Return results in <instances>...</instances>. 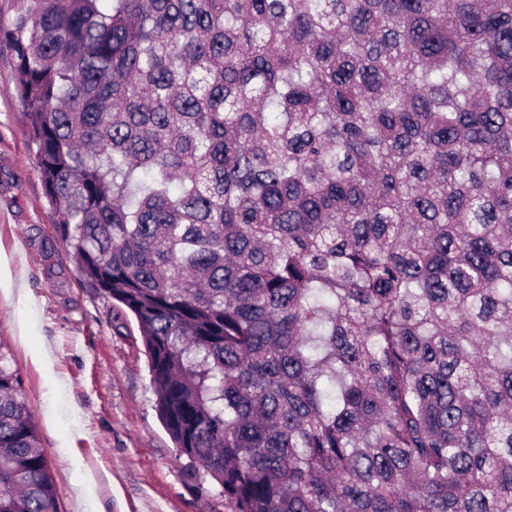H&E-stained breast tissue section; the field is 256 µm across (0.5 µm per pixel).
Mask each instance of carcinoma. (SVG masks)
Returning <instances> with one entry per match:
<instances>
[{
	"mask_svg": "<svg viewBox=\"0 0 512 512\" xmlns=\"http://www.w3.org/2000/svg\"><path fill=\"white\" fill-rule=\"evenodd\" d=\"M79 274L230 512H512V0H27ZM0 512H57L0 352Z\"/></svg>",
	"mask_w": 512,
	"mask_h": 512,
	"instance_id": "1",
	"label": "carcinoma"
}]
</instances>
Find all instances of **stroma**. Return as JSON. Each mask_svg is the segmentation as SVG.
<instances>
[{
    "mask_svg": "<svg viewBox=\"0 0 512 512\" xmlns=\"http://www.w3.org/2000/svg\"><path fill=\"white\" fill-rule=\"evenodd\" d=\"M0 0V350L22 380L58 512H228L154 407L135 317L88 285L44 196Z\"/></svg>",
    "mask_w": 512,
    "mask_h": 512,
    "instance_id": "1",
    "label": "stroma"
}]
</instances>
